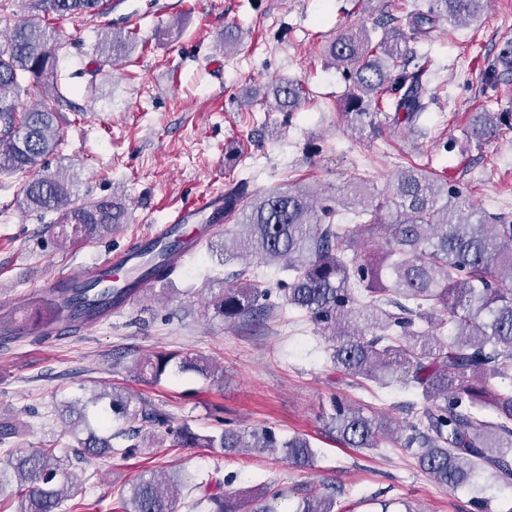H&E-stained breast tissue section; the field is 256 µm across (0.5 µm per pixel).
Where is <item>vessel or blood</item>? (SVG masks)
<instances>
[{
  "label": "vessel or blood",
  "mask_w": 512,
  "mask_h": 512,
  "mask_svg": "<svg viewBox=\"0 0 512 512\" xmlns=\"http://www.w3.org/2000/svg\"><path fill=\"white\" fill-rule=\"evenodd\" d=\"M224 219V195L212 192L202 195L197 201L181 206L169 214L165 223L156 225L146 237L140 238L122 249L113 251L90 267L78 273L60 272L44 282L42 289L50 296H57L60 289L72 282L101 280L103 286H124L125 282L135 283L138 290L150 288V281L140 279L138 269L143 254L156 244L174 239L184 242V250L172 253L167 261L173 266H182L188 255L196 251L205 239L218 231Z\"/></svg>",
  "instance_id": "1"
}]
</instances>
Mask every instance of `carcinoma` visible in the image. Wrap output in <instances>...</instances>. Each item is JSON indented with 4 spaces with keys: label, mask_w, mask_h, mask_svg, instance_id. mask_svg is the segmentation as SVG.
I'll return each instance as SVG.
<instances>
[{
    "label": "carcinoma",
    "mask_w": 512,
    "mask_h": 512,
    "mask_svg": "<svg viewBox=\"0 0 512 512\" xmlns=\"http://www.w3.org/2000/svg\"><path fill=\"white\" fill-rule=\"evenodd\" d=\"M27 18L0 40V174L22 176V203L32 210L58 214L57 237L77 243L112 231L125 223L126 211L114 197L92 203L79 199L73 175L27 177L45 158L62 151L60 107L65 102L58 69L60 37L49 27L50 14L66 17L99 15L102 0H18ZM483 0H429L427 9L389 18L381 37L372 40L365 29L351 27L334 38L327 54L345 72L350 93L343 107L347 126L379 139L386 131L418 125L429 108L428 71L414 63V45L428 39L443 20L472 17ZM137 40L133 29L106 26L95 53L107 60L126 56ZM512 73V40L504 43L483 72L494 88ZM274 108L290 118L306 99L301 83L279 82ZM512 129L511 112H480L467 131L477 142ZM353 211L355 224H338V208ZM395 212L390 224L383 214ZM475 210L463 191L440 180L425 165L398 170L384 193L365 187L354 177L348 192L332 200L295 185L264 193L241 179L224 188V219L241 227L238 235L220 242V261L240 254L258 256L267 264L284 262L288 280L279 283L285 302L304 312L329 333L330 357L336 368L366 384H387L400 376L421 399L404 424L332 397L327 431L345 448L356 450L398 445L416 459L434 483L455 490L475 484L481 472L512 483V214ZM386 225L385 255L376 260L357 250V235ZM164 258L152 260L141 278L172 280ZM80 298L108 301L124 288H77ZM271 289L256 284L225 288L211 301L227 324L251 322L268 314ZM448 328L446 343L429 332ZM204 377L217 364L200 357L159 353L139 364L141 378L157 383L171 366ZM500 380L494 386L491 380ZM76 446L59 455L51 442L0 462V508L15 498L13 512H61L82 484V464L91 458L129 457L153 448L160 431L178 448H249L264 453L283 448L298 468L314 465L309 439L280 441L269 428L244 435L224 428L210 435L191 426H171L156 406L133 403L119 388L103 390L89 402L76 399L63 406ZM125 427L112 431V422ZM232 476L210 479L193 487L188 512H242L244 502L225 490ZM175 482L164 469L142 474L121 498L122 512H177V500L167 491ZM368 502L380 512H421L402 498L376 497ZM295 512H336L333 495L303 498Z\"/></svg>",
    "instance_id": "obj_1"
}]
</instances>
